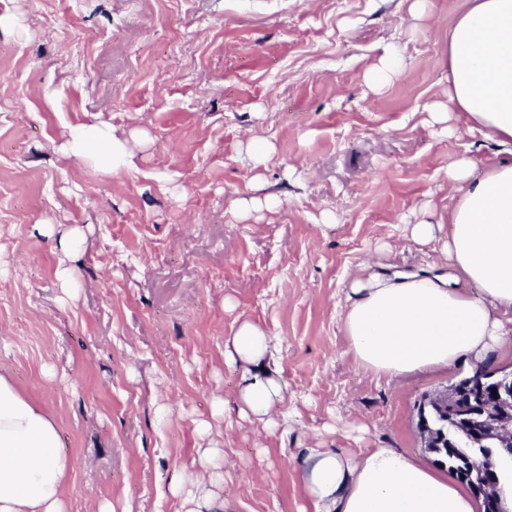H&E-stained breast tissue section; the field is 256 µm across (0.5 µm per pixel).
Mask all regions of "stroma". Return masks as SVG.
Listing matches in <instances>:
<instances>
[{
	"label": "stroma",
	"mask_w": 512,
	"mask_h": 512,
	"mask_svg": "<svg viewBox=\"0 0 512 512\" xmlns=\"http://www.w3.org/2000/svg\"><path fill=\"white\" fill-rule=\"evenodd\" d=\"M413 2L0 0V364L57 423L63 512H186L206 448L231 512H312L302 448L434 463L419 409L469 365L364 373L340 321L364 267L447 270L445 232L409 229L447 224L458 159L495 158L430 122L469 0ZM82 125L132 167L72 151ZM246 320L279 341L287 426L234 403Z\"/></svg>",
	"instance_id": "1"
}]
</instances>
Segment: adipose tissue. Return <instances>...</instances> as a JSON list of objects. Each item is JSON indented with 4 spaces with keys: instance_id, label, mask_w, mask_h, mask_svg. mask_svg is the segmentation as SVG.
Returning <instances> with one entry per match:
<instances>
[{
    "instance_id": "obj_1",
    "label": "adipose tissue",
    "mask_w": 512,
    "mask_h": 512,
    "mask_svg": "<svg viewBox=\"0 0 512 512\" xmlns=\"http://www.w3.org/2000/svg\"><path fill=\"white\" fill-rule=\"evenodd\" d=\"M444 94L467 130L495 141L501 159L482 178L462 158L448 173L457 203L448 213V275L356 279L341 323L357 369L382 376L448 371L512 357V0H471L448 31ZM481 291L473 298L469 286ZM278 344L243 322L224 343L241 373V414L268 425L288 420ZM70 470L54 419L0 368V512H63ZM303 491L314 512H475L471 494L443 470L395 448L353 456L305 449Z\"/></svg>"
}]
</instances>
